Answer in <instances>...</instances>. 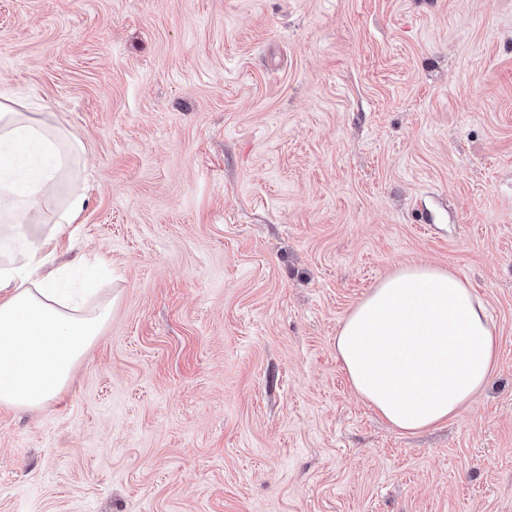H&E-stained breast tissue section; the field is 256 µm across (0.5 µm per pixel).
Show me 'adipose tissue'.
Here are the masks:
<instances>
[{"label": "adipose tissue", "instance_id": "adipose-tissue-1", "mask_svg": "<svg viewBox=\"0 0 512 512\" xmlns=\"http://www.w3.org/2000/svg\"><path fill=\"white\" fill-rule=\"evenodd\" d=\"M48 116L29 112L0 83V222L14 256L0 263V406L35 409L59 398L101 336L111 303L47 269L49 249L77 223L87 197L55 206V187L83 154ZM52 216L38 238L30 224ZM498 332L483 301L452 270L405 266L382 279L343 319L336 352L354 391L399 430L417 432L459 417L489 385Z\"/></svg>", "mask_w": 512, "mask_h": 512}]
</instances>
